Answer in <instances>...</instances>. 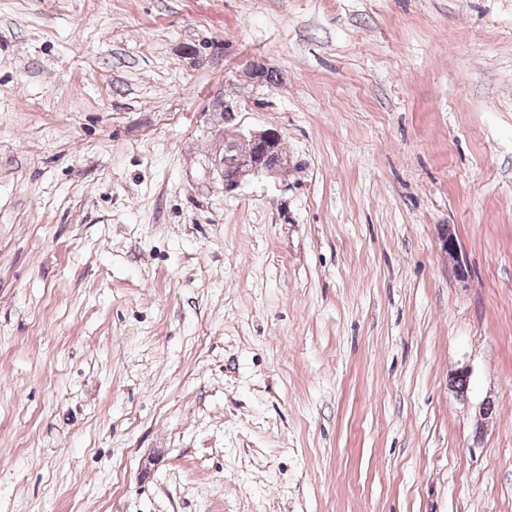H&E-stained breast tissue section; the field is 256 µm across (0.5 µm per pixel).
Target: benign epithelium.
I'll return each instance as SVG.
<instances>
[{"instance_id":"7a95c632","label":"benign epithelium","mask_w":512,"mask_h":512,"mask_svg":"<svg viewBox=\"0 0 512 512\" xmlns=\"http://www.w3.org/2000/svg\"><path fill=\"white\" fill-rule=\"evenodd\" d=\"M241 138L250 141L251 150L247 153H236L228 141L212 155V165L219 177H224V163L230 162L235 169V177L231 181H222L224 192L230 193L243 183L259 177H272L281 173L288 165L286 155L277 148V141L282 138L276 129L247 130ZM443 253L454 263L455 272L462 278L467 274V267L460 257V247L451 227L442 225L439 233Z\"/></svg>"}]
</instances>
